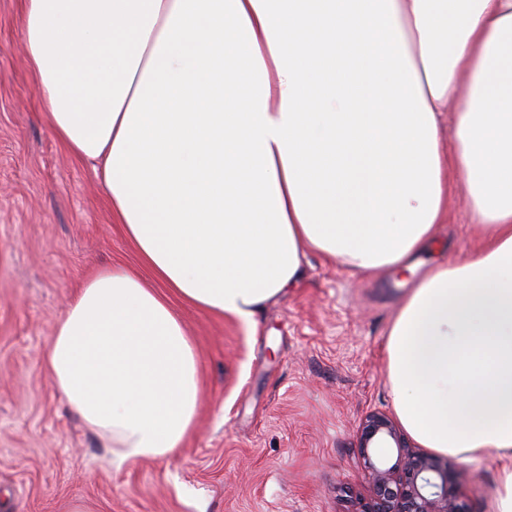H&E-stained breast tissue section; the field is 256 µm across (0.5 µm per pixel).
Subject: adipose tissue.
I'll return each instance as SVG.
<instances>
[{"mask_svg": "<svg viewBox=\"0 0 512 512\" xmlns=\"http://www.w3.org/2000/svg\"><path fill=\"white\" fill-rule=\"evenodd\" d=\"M23 2L42 116L100 163L140 264L91 273L42 362L113 466L169 458L195 430L174 301L257 332L307 255L409 265L457 188L484 243L404 298L389 396L424 447L495 452L487 512H512V0Z\"/></svg>", "mask_w": 512, "mask_h": 512, "instance_id": "obj_1", "label": "adipose tissue"}]
</instances>
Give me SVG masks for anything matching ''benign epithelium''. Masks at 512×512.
<instances>
[{"instance_id": "7a95c632", "label": "benign epithelium", "mask_w": 512, "mask_h": 512, "mask_svg": "<svg viewBox=\"0 0 512 512\" xmlns=\"http://www.w3.org/2000/svg\"><path fill=\"white\" fill-rule=\"evenodd\" d=\"M388 438L397 448L396 462L389 467L374 452ZM358 449L373 490V501L362 512H466L460 477L450 463L410 449L386 415L367 417Z\"/></svg>"}]
</instances>
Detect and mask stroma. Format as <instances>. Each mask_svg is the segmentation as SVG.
<instances>
[{
    "label": "stroma",
    "instance_id": "obj_1",
    "mask_svg": "<svg viewBox=\"0 0 512 512\" xmlns=\"http://www.w3.org/2000/svg\"><path fill=\"white\" fill-rule=\"evenodd\" d=\"M23 0H0V512H359L370 498L358 437L393 415L388 327L422 270L461 261L480 238L461 196L420 267L362 276L308 256L298 288L256 335L191 306L203 394L197 428L162 461L115 469L42 369L56 322L94 269L137 259L92 163L42 118L22 53ZM469 512H486L495 453L452 459Z\"/></svg>",
    "mask_w": 512,
    "mask_h": 512
}]
</instances>
